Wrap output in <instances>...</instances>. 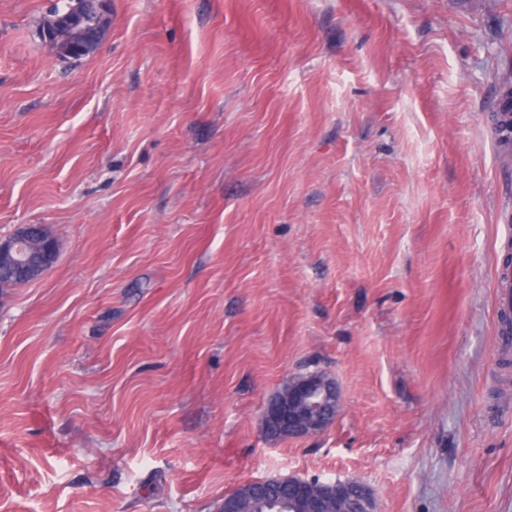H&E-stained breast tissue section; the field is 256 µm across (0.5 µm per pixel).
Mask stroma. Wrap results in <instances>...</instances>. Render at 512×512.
Segmentation results:
<instances>
[{"mask_svg":"<svg viewBox=\"0 0 512 512\" xmlns=\"http://www.w3.org/2000/svg\"><path fill=\"white\" fill-rule=\"evenodd\" d=\"M0 0V512H220L356 478L377 512H512L492 282L512 0H112L97 54ZM325 432L271 440L291 375ZM42 228L33 225L22 227V231L12 238L0 241V249L12 256L16 272L26 275L32 280L42 277L50 269V259L52 255V244L44 251L41 259L33 262L26 253L25 243L34 236L41 233ZM288 395L274 396L264 409L269 437L305 438L323 433L340 412L334 380L322 373L292 377Z\"/></svg>","mask_w":512,"mask_h":512,"instance_id":"35a3bbf8","label":"stroma"}]
</instances>
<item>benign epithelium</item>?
<instances>
[{
  "label": "benign epithelium",
  "instance_id": "1",
  "mask_svg": "<svg viewBox=\"0 0 512 512\" xmlns=\"http://www.w3.org/2000/svg\"><path fill=\"white\" fill-rule=\"evenodd\" d=\"M112 21V0H70L63 11L50 10L46 23L38 26L37 35L55 46L57 57L78 60L96 53L105 29ZM41 233L38 226L27 225L12 238L0 241V249L12 256L16 272L35 280L50 269L53 248H47L41 259L32 261L25 243ZM340 412V394L334 380L322 373H308L292 378L288 394L274 396L264 409V422L269 437L305 438L323 433ZM280 493L291 512H328L336 503V512H373L369 488L358 481L338 480L321 489L313 481L283 476L246 483V493L254 500H265Z\"/></svg>",
  "mask_w": 512,
  "mask_h": 512
}]
</instances>
